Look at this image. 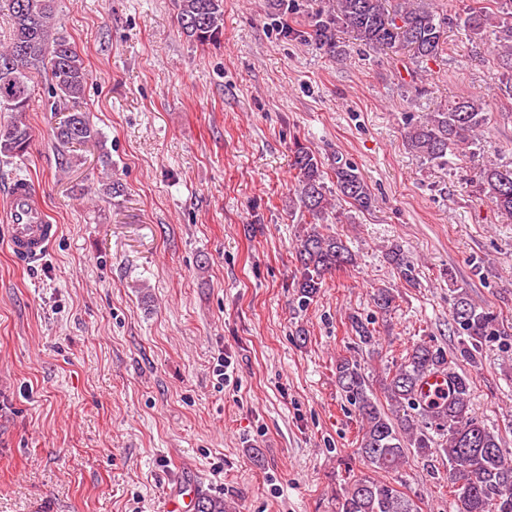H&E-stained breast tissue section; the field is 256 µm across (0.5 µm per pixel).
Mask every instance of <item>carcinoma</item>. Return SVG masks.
I'll return each instance as SVG.
<instances>
[{
  "label": "carcinoma",
  "mask_w": 512,
  "mask_h": 512,
  "mask_svg": "<svg viewBox=\"0 0 512 512\" xmlns=\"http://www.w3.org/2000/svg\"><path fill=\"white\" fill-rule=\"evenodd\" d=\"M181 33L189 40L216 42L224 28L223 0H175ZM12 25L10 41L0 46V112H12L0 123V155L23 157L33 141V130L23 118L35 94L33 72L50 76L47 93L69 105L67 115L52 128L57 147L73 148L89 142L102 143L79 102L84 98L90 73L68 37L59 30L55 0H0ZM457 26L473 42L494 35L502 53L499 90L512 99V0H471L455 16ZM448 18L418 0H336V5L311 14L308 27L285 28L284 34L313 43L325 54L343 56L337 40L340 32L374 52L406 49L411 59L423 64L444 50ZM486 102L468 97L427 113L407 123L405 147L416 156L438 166L448 165V154L478 145L488 124ZM291 166L297 171L296 197L299 207L313 220L328 209L329 187L323 163L316 154L295 144ZM336 196L360 212L369 211L375 197L358 167L336 159L333 167ZM479 195L502 215L512 218V167L489 163L476 180ZM296 260L301 266L297 296L308 304L322 287L325 275L353 263L343 239L314 226L300 239ZM400 277L415 280V266L398 250L388 254ZM392 288H380L375 307L386 313L395 303ZM452 319L471 346L460 355L474 361L473 349L489 336L501 335L498 317L475 306L467 292L459 291L452 303ZM350 326L359 342L371 346L376 329L371 322L350 316ZM434 371L448 372V395L429 406L418 398L422 379ZM336 383L357 406L362 421L361 438L354 454L376 473L398 470L408 454L448 459L461 484L453 490L456 512H512V452L501 447L498 435L474 415L470 406L471 380L448 367L447 354L426 342L407 351L395 369L379 381L390 405L378 402L373 384L357 361L336 360ZM195 512H226L224 499L200 492ZM337 512H420V507L392 483L364 478L353 481L338 498Z\"/></svg>",
  "instance_id": "1"
}]
</instances>
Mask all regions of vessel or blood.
<instances>
[{"label":"vessel or blood","mask_w":512,"mask_h":512,"mask_svg":"<svg viewBox=\"0 0 512 512\" xmlns=\"http://www.w3.org/2000/svg\"><path fill=\"white\" fill-rule=\"evenodd\" d=\"M11 208L6 226L7 241L17 260L28 261L41 257L57 237L59 228L48 222L41 209L32 201L28 181L16 180L10 187ZM448 390V378L443 373L427 375L418 388L423 403H430Z\"/></svg>","instance_id":"vessel-or-blood-1"}]
</instances>
